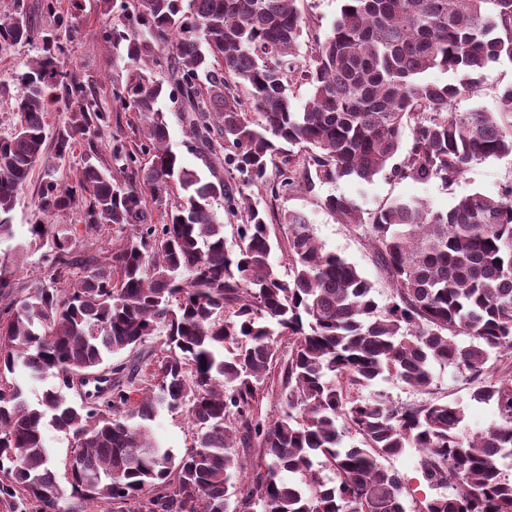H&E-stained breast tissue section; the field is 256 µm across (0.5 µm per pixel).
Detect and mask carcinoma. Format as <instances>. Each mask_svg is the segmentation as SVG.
<instances>
[{
  "label": "carcinoma",
  "mask_w": 512,
  "mask_h": 512,
  "mask_svg": "<svg viewBox=\"0 0 512 512\" xmlns=\"http://www.w3.org/2000/svg\"><path fill=\"white\" fill-rule=\"evenodd\" d=\"M11 2L0 49L27 44L36 54L15 73L13 126L0 135V238L12 236L18 195L42 165L37 207L48 220L29 225L19 256L37 254L47 270L20 296L0 264V297L10 299L0 310V512H406L407 482L383 460L409 448L430 488L455 486L414 512H512V480L499 466L512 458V182L446 212L395 200L367 220L352 199L327 198L337 220L363 228L388 275L393 295L382 308L300 211L278 218L288 243L281 274L266 213L243 192L267 185L275 157L274 194L280 185L370 183L382 172L451 186L473 164L512 156V84L498 90V112L453 107L482 70L512 64V0H341L304 62L297 0H129L101 37L127 71L112 82L113 101L140 124L132 144L113 137L110 167L98 157L108 117L95 87L61 60L81 34L77 16L40 0L38 26L25 0ZM161 47L168 90L149 65ZM435 69L456 82L430 80ZM297 83L310 92L299 109ZM165 94L181 102L208 174L169 149L157 108ZM54 109L69 117L50 134ZM78 143L87 145L82 167L62 185L54 174ZM172 188L176 200L153 211L149 200ZM220 199L238 223L224 224ZM75 207L87 234L105 225L133 234L101 257L77 256L76 225L50 221ZM132 351L137 359L112 362ZM492 359L509 371L494 374ZM148 362L155 369L143 379ZM436 364L466 375L471 400L494 403L499 421L464 439L457 403L353 395L390 378L430 394ZM19 369L52 380L36 406L8 380ZM270 382L281 406L262 420ZM160 408L184 411L194 428L178 458L151 439ZM340 418L360 444L344 443ZM47 422L72 448L67 495L43 442ZM238 445L257 446L260 460L240 499Z\"/></svg>",
  "instance_id": "cac0c4a2"
}]
</instances>
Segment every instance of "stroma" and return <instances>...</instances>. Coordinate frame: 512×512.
<instances>
[{
  "mask_svg": "<svg viewBox=\"0 0 512 512\" xmlns=\"http://www.w3.org/2000/svg\"><path fill=\"white\" fill-rule=\"evenodd\" d=\"M62 11L76 10L81 35L68 45L63 61L68 70L82 81L94 84L109 117V125L99 136L98 149L102 165L111 166L110 144L114 134L131 137L138 120L134 112L122 109L112 99V80L124 75L123 66L113 64L111 45L102 43L99 30L107 20L97 0H58ZM31 54L26 45L0 51V133L8 131L13 123L14 98L18 92L14 79L16 71ZM512 84V65L495 64L479 76L476 93L460 96L455 106L465 111L474 107L495 112L499 109L497 91ZM43 169L35 167L26 189L20 194L13 220L12 238L0 241V261H12L17 245L28 236L29 224L41 220L36 207L37 191L42 182ZM512 181V156L492 158L468 168L464 176L453 186L447 187L437 181L427 183L410 180L399 181L382 173L372 182L360 183L342 179L326 183L315 192L292 187L279 196H271L265 188L248 187L253 200L259 201L271 216L270 234L273 248L271 263L280 271H287V242L277 218L282 210H298L306 213L313 225L314 235L325 250L346 258L355 264L373 286V294L379 305L390 302L393 290L389 279L379 267L376 257L362 230L351 224L338 223L324 206L327 196H346L354 199L362 212L370 213L398 199H413L425 202L432 210H448L455 200L463 195L480 192L489 196L498 195L507 182ZM434 396L444 402L461 403L466 410V420L460 434L470 438L497 419L493 405L471 400L472 386L467 378L450 366H435ZM156 441L174 455H182L193 443L192 426L184 413L160 411L151 423Z\"/></svg>",
  "mask_w": 512,
  "mask_h": 512,
  "instance_id": "obj_1",
  "label": "stroma"
}]
</instances>
